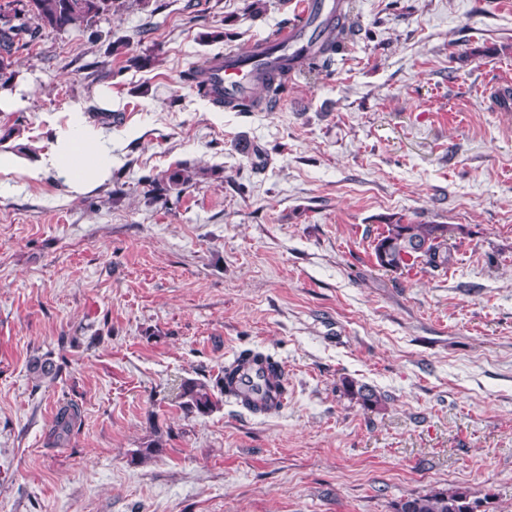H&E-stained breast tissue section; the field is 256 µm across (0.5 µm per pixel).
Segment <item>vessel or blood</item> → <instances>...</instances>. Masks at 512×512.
I'll list each match as a JSON object with an SVG mask.
<instances>
[{"mask_svg":"<svg viewBox=\"0 0 512 512\" xmlns=\"http://www.w3.org/2000/svg\"><path fill=\"white\" fill-rule=\"evenodd\" d=\"M342 0H299L294 19L281 29L257 39L248 49L228 50L201 66L199 77L224 96L227 108L249 101L259 80L267 73L278 72L290 58L313 57L320 42L313 32L312 18L322 20L341 17ZM264 363H247L235 375L233 388L242 392L252 390V398L263 413L282 410L285 399L280 391L265 392L260 385Z\"/></svg>","mask_w":512,"mask_h":512,"instance_id":"vessel-or-blood-1","label":"vessel or blood"}]
</instances>
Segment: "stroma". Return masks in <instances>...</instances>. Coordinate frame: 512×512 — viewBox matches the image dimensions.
Instances as JSON below:
<instances>
[{
	"label": "stroma",
	"mask_w": 512,
	"mask_h": 512,
	"mask_svg": "<svg viewBox=\"0 0 512 512\" xmlns=\"http://www.w3.org/2000/svg\"><path fill=\"white\" fill-rule=\"evenodd\" d=\"M359 30L275 110L200 97L189 69L292 20L298 0H125L98 36L14 56L0 111V512H392L469 488L512 512V0H343ZM225 30L226 42H206ZM123 41L120 51L112 44ZM151 55L147 67L130 56ZM112 92V175L50 160L74 105ZM253 145L241 154L239 141ZM194 178L156 198L144 177ZM403 219L462 226L445 271L377 266ZM287 403L188 409L244 351ZM56 379H34V359ZM382 397L367 409L348 381ZM66 402L81 424L50 435ZM160 435L161 450L144 455ZM210 387L201 382H191L184 385L183 396L188 398L186 406L205 414L212 410L215 402Z\"/></svg>",
	"instance_id": "1"
}]
</instances>
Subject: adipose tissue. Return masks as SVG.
Masks as SVG:
<instances>
[{
	"label": "adipose tissue",
	"mask_w": 512,
	"mask_h": 512,
	"mask_svg": "<svg viewBox=\"0 0 512 512\" xmlns=\"http://www.w3.org/2000/svg\"><path fill=\"white\" fill-rule=\"evenodd\" d=\"M55 165L66 175L72 191L81 192L112 171V148L87 120L82 107H74L67 128L59 131Z\"/></svg>",
	"instance_id": "ef3b65f1"
}]
</instances>
